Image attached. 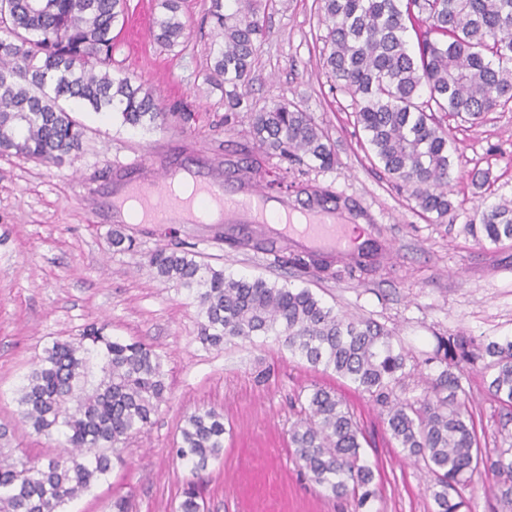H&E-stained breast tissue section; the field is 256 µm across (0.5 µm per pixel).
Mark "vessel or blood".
Instances as JSON below:
<instances>
[{"label": "vessel or blood", "mask_w": 512, "mask_h": 512, "mask_svg": "<svg viewBox=\"0 0 512 512\" xmlns=\"http://www.w3.org/2000/svg\"><path fill=\"white\" fill-rule=\"evenodd\" d=\"M194 181L192 171L171 169L145 175L143 181L128 186L127 200L136 202L145 223H168L184 219L196 224L200 215L192 208V198L181 197L178 188ZM195 183L196 192L205 194L214 205L221 222L226 224H265L268 212H278L281 221L272 232L286 245L308 251L329 250L339 258L352 256L356 249L349 225L341 223L334 208L305 209L295 212L288 201L269 197L261 188L248 185L235 197L225 196L222 180L212 176Z\"/></svg>", "instance_id": "obj_1"}]
</instances>
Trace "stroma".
I'll return each mask as SVG.
<instances>
[{
	"label": "stroma",
	"instance_id": "35a3bbf8",
	"mask_svg": "<svg viewBox=\"0 0 512 512\" xmlns=\"http://www.w3.org/2000/svg\"><path fill=\"white\" fill-rule=\"evenodd\" d=\"M211 0H184L188 37L169 49L147 41L145 63L128 51V30L114 27L113 68L150 90L168 111L163 127L124 124L67 103L85 127L80 152L44 165L0 154V427L6 449L43 457L53 437L35 435L19 420V389L52 340L78 337L94 321L108 334L137 339L166 355L167 402L145 433L121 452L111 474L67 504V512H112L124 498L132 512H177L190 477L171 450L187 415L199 408L224 414V453L200 479L205 512H357L349 499L329 496L300 473L289 435L313 386L335 390L354 411L368 442L363 454L378 493L371 512H435L423 463L409 459L383 423L384 409L334 373L312 370L271 336L211 347L198 339L195 294L159 279L149 255L191 245L199 260L236 276L310 288L326 305L392 330L416 360L409 398H422L441 366L436 339L463 334L476 343L512 339V241H478L470 227L492 205L512 207V102L477 123L444 116L456 147L448 186L450 215L416 208L364 146L348 94L322 66L327 24L317 0H272L266 35L257 46L241 108L229 109L223 87L207 80L213 63ZM290 102L308 112L336 152L333 167L293 165L289 178L329 189L359 207L361 233L381 246L380 269L362 280L298 279L272 256L232 251L224 226L124 224L132 249L111 245L117 174L136 176L132 160L154 168L187 165L220 173L225 159L248 153L279 166L251 134L250 111ZM189 121H181V114ZM466 406L483 446L512 438V407L493 401L480 370L465 374Z\"/></svg>",
	"mask_w": 512,
	"mask_h": 512
}]
</instances>
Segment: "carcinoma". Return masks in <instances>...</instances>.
<instances>
[{"instance_id": "carcinoma-1", "label": "carcinoma", "mask_w": 512, "mask_h": 512, "mask_svg": "<svg viewBox=\"0 0 512 512\" xmlns=\"http://www.w3.org/2000/svg\"><path fill=\"white\" fill-rule=\"evenodd\" d=\"M153 38L171 48L186 37L181 0H160ZM262 0H212L209 17L218 46L210 79L226 86L231 108L242 105L265 32ZM328 21L323 66L355 106L368 149L415 206L442 219L453 208L447 187L455 148L435 113L477 121L512 101V0H321ZM127 0H0V153L58 164L82 147L83 126L62 102L95 113H120L132 127L165 121L149 90L114 75V25ZM253 134L283 161L335 164L324 131L305 111L274 103L251 115ZM249 162L226 174L252 178ZM493 244L512 239V209L492 205L472 227ZM230 250L251 247L301 278L361 279L376 271V249L363 245L339 265L332 255L290 252L269 238L224 236ZM156 275L196 291L203 321L198 338L210 346L276 336L311 368L332 371L387 407L391 436L423 461L436 512H470L464 495L474 476L495 477L494 497L512 505V448L491 457L482 448L461 398L465 371L483 363L488 394L512 406V340L484 346L462 334L437 337L435 359L445 365L431 393L411 401L398 392L411 376L408 355L385 326L326 306L309 288L235 278L196 260L182 247L150 256ZM92 325L76 339H55L19 389L20 419L37 435L58 434L60 451L45 460L0 451V512H65L121 459L120 447L140 434L167 401L163 356L138 340ZM102 379L86 389L90 365ZM291 429L290 443L307 479L336 499L364 509L376 496L364 459V432L335 391L315 387ZM178 459L196 475L224 452V414L197 410L185 418ZM195 481L183 489L179 512H202Z\"/></svg>"}]
</instances>
